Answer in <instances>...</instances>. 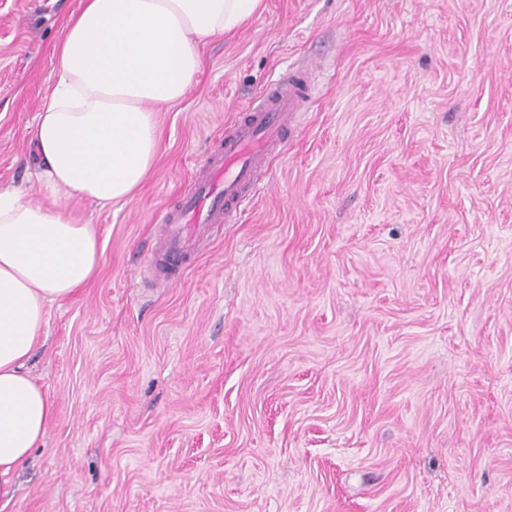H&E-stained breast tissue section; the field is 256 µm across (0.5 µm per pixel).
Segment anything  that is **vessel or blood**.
Here are the masks:
<instances>
[{
	"instance_id": "b4317fda",
	"label": "vessel or blood",
	"mask_w": 512,
	"mask_h": 512,
	"mask_svg": "<svg viewBox=\"0 0 512 512\" xmlns=\"http://www.w3.org/2000/svg\"><path fill=\"white\" fill-rule=\"evenodd\" d=\"M312 97L307 73L292 70L267 83L256 102L243 108L224 130L221 150L205 155L189 192L169 204L157 226V243L142 269L177 283L206 249L213 230L235 223L258 194L257 172L283 147V135L297 126Z\"/></svg>"
}]
</instances>
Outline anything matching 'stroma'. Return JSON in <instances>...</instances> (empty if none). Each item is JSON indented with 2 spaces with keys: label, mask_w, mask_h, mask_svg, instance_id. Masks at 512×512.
<instances>
[{
  "label": "stroma",
  "mask_w": 512,
  "mask_h": 512,
  "mask_svg": "<svg viewBox=\"0 0 512 512\" xmlns=\"http://www.w3.org/2000/svg\"><path fill=\"white\" fill-rule=\"evenodd\" d=\"M80 0H0V187ZM158 119L29 364L56 418L0 512H512V0H265ZM318 94L239 223L139 275L164 205L264 84Z\"/></svg>",
  "instance_id": "stroma-1"
}]
</instances>
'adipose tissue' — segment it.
Segmentation results:
<instances>
[{
    "instance_id": "ef3b65f1",
    "label": "adipose tissue",
    "mask_w": 512,
    "mask_h": 512,
    "mask_svg": "<svg viewBox=\"0 0 512 512\" xmlns=\"http://www.w3.org/2000/svg\"><path fill=\"white\" fill-rule=\"evenodd\" d=\"M264 0H80L54 53L56 78L29 137L47 206L0 188V500L13 473L55 419L26 369L50 305L98 273L93 225L58 206L79 197L102 206L131 199L160 148L157 109L179 103L202 68L200 49L235 32Z\"/></svg>"
}]
</instances>
